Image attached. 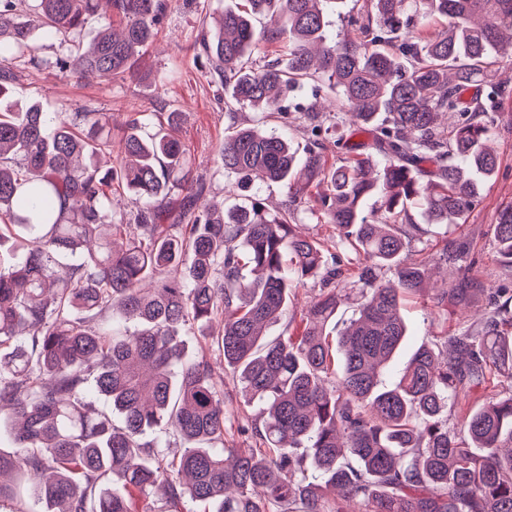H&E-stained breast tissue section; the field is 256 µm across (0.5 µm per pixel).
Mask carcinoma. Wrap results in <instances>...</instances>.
I'll return each mask as SVG.
<instances>
[{
	"instance_id": "1",
	"label": "carcinoma",
	"mask_w": 512,
	"mask_h": 512,
	"mask_svg": "<svg viewBox=\"0 0 512 512\" xmlns=\"http://www.w3.org/2000/svg\"><path fill=\"white\" fill-rule=\"evenodd\" d=\"M99 2L0 0V239L27 246L19 264L0 255V417L15 448L0 453V476L13 475L0 480V504L136 512L134 497L162 486L164 508L142 512H183L187 501L209 512H512V393L494 392L448 425L449 403L512 382V289L491 293L479 327L447 332L443 349L420 345L394 384L380 374L406 336L403 304L427 276L429 259L406 253L410 234L465 223L495 175L494 112L512 88L490 76L512 55V0H355L350 29L336 37L330 0L224 10L199 48L224 84L225 115L249 107L280 125L230 126L219 160L240 190L287 186L288 204L274 213L256 192L198 208L206 184L186 149L162 128L143 134L136 117L103 171L97 157L112 150V130L102 113L8 109L13 61L45 63L33 29L65 46L55 67L117 79L172 4L109 0L85 45ZM436 17L447 24L430 33ZM267 44L283 54L270 57ZM307 88L301 157L281 101ZM361 134L328 163V138ZM116 187L132 214L113 216ZM301 207L334 225L336 240L299 231ZM492 245L512 272V202ZM67 253L76 260L61 276ZM470 253L445 246L440 259L465 263ZM309 279L320 288L302 333L269 337L292 323L290 295ZM345 290L356 317L332 343L326 329ZM481 290L463 278L436 304L465 306ZM196 328L205 343L191 353L183 335ZM213 354L243 404L266 405L250 426L256 448L224 447V373ZM158 431L184 442L181 456L154 454L148 437Z\"/></svg>"
}]
</instances>
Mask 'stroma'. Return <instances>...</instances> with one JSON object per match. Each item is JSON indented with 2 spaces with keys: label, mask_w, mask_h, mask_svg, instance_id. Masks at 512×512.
<instances>
[{
  "label": "stroma",
  "mask_w": 512,
  "mask_h": 512,
  "mask_svg": "<svg viewBox=\"0 0 512 512\" xmlns=\"http://www.w3.org/2000/svg\"><path fill=\"white\" fill-rule=\"evenodd\" d=\"M242 0H174L159 26L155 40L139 55L133 78L106 80L94 75L80 78L55 67L35 70L16 67L13 97L20 104L40 103L47 112H70L77 107L105 113L113 131H120L130 113H138L146 130H153L169 113H177L172 135L185 144L194 176L203 179L209 194L227 195L234 176L220 167L216 149L224 140L229 119L224 114V88L209 73L205 57L195 46L202 33L213 32L208 13L239 7ZM493 147L499 164L493 180L473 204L465 223L449 227L446 237L467 241L474 250L473 264L456 268L433 266L420 295L404 311L408 336L385 373L393 381L413 352L427 339L443 336L448 326H472L481 321L488 292L512 288L491 244V227L499 209L512 202V98L500 102ZM481 282L467 308L440 307L436 298L457 276Z\"/></svg>",
  "instance_id": "obj_1"
}]
</instances>
